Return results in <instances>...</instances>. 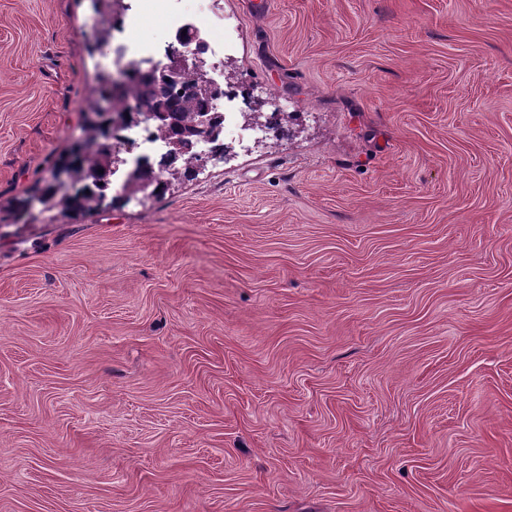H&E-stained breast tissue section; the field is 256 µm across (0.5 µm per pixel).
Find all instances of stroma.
I'll return each instance as SVG.
<instances>
[{
  "instance_id": "obj_1",
  "label": "stroma",
  "mask_w": 512,
  "mask_h": 512,
  "mask_svg": "<svg viewBox=\"0 0 512 512\" xmlns=\"http://www.w3.org/2000/svg\"><path fill=\"white\" fill-rule=\"evenodd\" d=\"M223 5L282 141L0 223V512H512V0ZM167 22L0 0V209Z\"/></svg>"
}]
</instances>
